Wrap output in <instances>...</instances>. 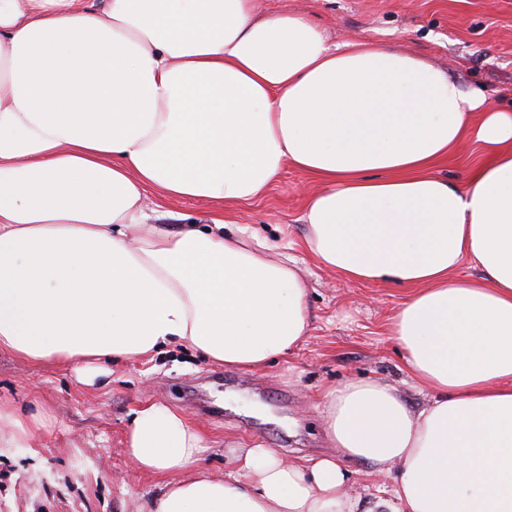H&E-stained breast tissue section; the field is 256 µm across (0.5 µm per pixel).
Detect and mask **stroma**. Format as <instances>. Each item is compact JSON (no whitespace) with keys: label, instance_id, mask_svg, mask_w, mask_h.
Here are the masks:
<instances>
[{"label":"stroma","instance_id":"stroma-1","mask_svg":"<svg viewBox=\"0 0 512 512\" xmlns=\"http://www.w3.org/2000/svg\"><path fill=\"white\" fill-rule=\"evenodd\" d=\"M264 13L298 11L331 42L390 45L482 86L496 106L512 105V0H257ZM482 144L463 145L435 168L465 182L486 158ZM316 177L286 167L266 194L228 208V224H247L274 257L296 259L308 287L309 336L267 368L216 364L187 345L112 363L94 386L67 366L42 365L0 351V402L45 427L18 448L0 447V512H144L165 482L130 474L125 435L134 409L156 401L185 412L207 435L198 462L215 477L228 448L261 445L305 463L332 454L324 433L322 390L350 378L398 387L411 407L425 396L403 372L389 319L410 295L392 282L355 284L321 268L302 247L306 199Z\"/></svg>","mask_w":512,"mask_h":512}]
</instances>
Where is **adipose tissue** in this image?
I'll return each mask as SVG.
<instances>
[{"instance_id": "adipose-tissue-1", "label": "adipose tissue", "mask_w": 512, "mask_h": 512, "mask_svg": "<svg viewBox=\"0 0 512 512\" xmlns=\"http://www.w3.org/2000/svg\"><path fill=\"white\" fill-rule=\"evenodd\" d=\"M489 150L454 185L434 167ZM322 179L304 248L353 283L412 290L389 320L410 379L323 394L333 457L233 448L227 478L180 411L134 412L126 452L167 481L146 512H359L349 461L393 477L373 512H512V108L388 46L330 44L255 0H0V351L81 365L173 344L253 370L302 344L308 290L224 207L284 166ZM210 203L162 225V202ZM480 271L456 279L463 261ZM164 209H170L180 216L176 219H162V224H170L172 229H176L178 224L201 223L202 219L210 210V206L203 201L195 199H185L172 204H165Z\"/></svg>"}]
</instances>
